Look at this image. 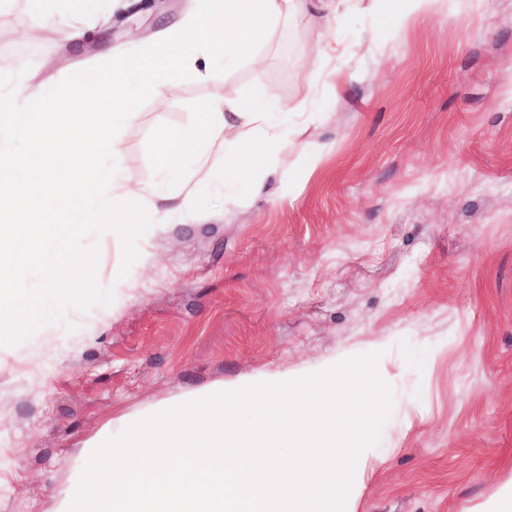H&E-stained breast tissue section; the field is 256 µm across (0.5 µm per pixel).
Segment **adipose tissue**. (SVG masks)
Returning <instances> with one entry per match:
<instances>
[{
    "label": "adipose tissue",
    "instance_id": "obj_1",
    "mask_svg": "<svg viewBox=\"0 0 512 512\" xmlns=\"http://www.w3.org/2000/svg\"><path fill=\"white\" fill-rule=\"evenodd\" d=\"M347 0H209L181 24L162 32L147 51L112 55L108 67L73 75V88L61 97L46 84L0 93V345L24 326L13 300L16 269L41 255L61 224L80 229L94 224L103 236H131L141 201L167 199L161 184L127 182L117 158V131L137 117L133 89L161 96L167 77L186 70L199 77L255 56L256 46L280 17L288 14L341 17ZM112 109H98L100 98ZM265 137L250 142L253 130ZM288 138L287 120L249 100L225 99L202 105L189 127L161 133L158 164L168 178L192 190L207 186L217 158L248 146L250 162L235 160L231 179L251 174L255 160L268 156ZM184 196L182 211H191Z\"/></svg>",
    "mask_w": 512,
    "mask_h": 512
}]
</instances>
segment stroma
Returning a JSON list of instances; mask_svg holds the SVG:
<instances>
[{
    "label": "stroma",
    "mask_w": 512,
    "mask_h": 512,
    "mask_svg": "<svg viewBox=\"0 0 512 512\" xmlns=\"http://www.w3.org/2000/svg\"><path fill=\"white\" fill-rule=\"evenodd\" d=\"M389 0H353L341 24L293 15L259 62L186 72L141 95L118 131L126 179L158 180V134L227 95L290 111L289 146L261 188L216 172L198 216L145 202L132 238L58 229L21 266L25 324L0 346V512H53L83 442L180 394L307 369L387 341L385 458L356 512H459L512 476V0H441L401 37ZM202 0H25L0 9V85L67 89L146 48ZM71 18L99 35L73 47ZM325 146L311 159L305 148ZM84 260L87 297L65 301L46 258ZM443 348L434 367L423 356Z\"/></svg>",
    "instance_id": "obj_1"
}]
</instances>
